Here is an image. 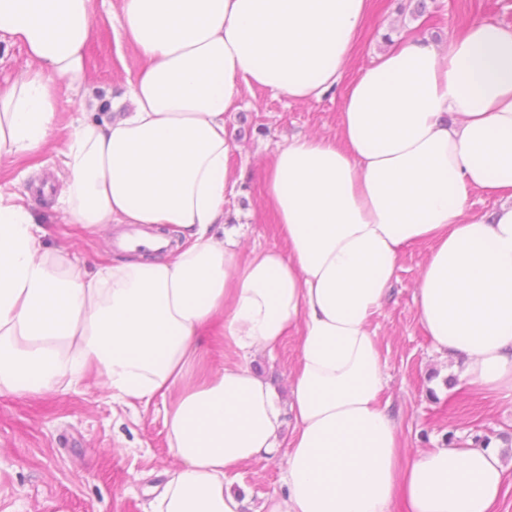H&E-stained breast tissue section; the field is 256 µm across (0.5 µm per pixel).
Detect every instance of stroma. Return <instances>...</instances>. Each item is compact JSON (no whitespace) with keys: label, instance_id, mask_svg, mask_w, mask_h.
Wrapping results in <instances>:
<instances>
[{"label":"stroma","instance_id":"35a3bbf8","mask_svg":"<svg viewBox=\"0 0 512 512\" xmlns=\"http://www.w3.org/2000/svg\"><path fill=\"white\" fill-rule=\"evenodd\" d=\"M426 5L418 16L416 0H371L361 42L334 91L321 100L295 102L259 87L244 92L225 119L229 165L241 176L225 209L229 223L240 225L245 247L275 241L262 195L267 159L294 135H335L347 86L387 48L388 38L412 34L437 43L473 21L512 25V0H426ZM95 25L97 37L87 49L89 87L115 111H128L123 94L141 66L140 56L113 28L110 5L100 6ZM71 118V111L61 112L57 134L42 154L0 162V190L29 193L39 211H46L61 188L56 150ZM46 229L45 246L66 233L72 251L87 260L111 252L116 236L112 230L92 236L64 224ZM427 252L424 246L402 251L392 290L371 323L386 361L380 401L400 423L409 458L444 445L466 448L479 436L510 444L512 401L465 385V358L441 362L419 321L414 293ZM297 357V339L291 336L278 350L255 351L249 359L253 371L284 399ZM177 465L161 402L129 407L87 382L38 397L0 398V512H150L146 487ZM283 473L284 462L275 457L243 468L227 482L245 493V512H260L268 497L284 492Z\"/></svg>","mask_w":512,"mask_h":512}]
</instances>
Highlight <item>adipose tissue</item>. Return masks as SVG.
<instances>
[{"mask_svg": "<svg viewBox=\"0 0 512 512\" xmlns=\"http://www.w3.org/2000/svg\"><path fill=\"white\" fill-rule=\"evenodd\" d=\"M370 0H117L112 20L144 64L132 109L95 121L86 51L99 0H0V35L27 64L0 87V159L42 153L72 123L53 207L97 234L152 226L161 255L86 268L44 247L42 219L0 193V396L92 380L120 403H164L179 466L153 512H243L229 474L275 455L283 495L266 512H496L499 446L431 448L400 464L379 396L370 322L401 251L424 245L415 303L436 351L467 359L468 386L512 398V26L475 22L437 45L378 54L350 83L336 136L272 154L263 198L274 245L225 228L238 184L225 118L243 89L321 100L358 44ZM494 198L485 215L473 195ZM296 337L289 398L248 363L208 360L225 342L272 352ZM290 410L294 429L282 434Z\"/></svg>", "mask_w": 512, "mask_h": 512, "instance_id": "ef3b65f1", "label": "adipose tissue"}]
</instances>
